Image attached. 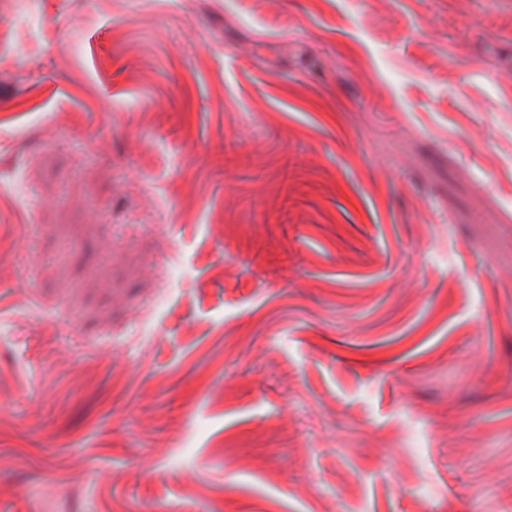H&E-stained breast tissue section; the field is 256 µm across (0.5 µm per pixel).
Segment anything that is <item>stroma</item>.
Instances as JSON below:
<instances>
[{
    "mask_svg": "<svg viewBox=\"0 0 512 512\" xmlns=\"http://www.w3.org/2000/svg\"><path fill=\"white\" fill-rule=\"evenodd\" d=\"M2 22L0 512H502L512 0Z\"/></svg>",
    "mask_w": 512,
    "mask_h": 512,
    "instance_id": "35a3bbf8",
    "label": "stroma"
}]
</instances>
